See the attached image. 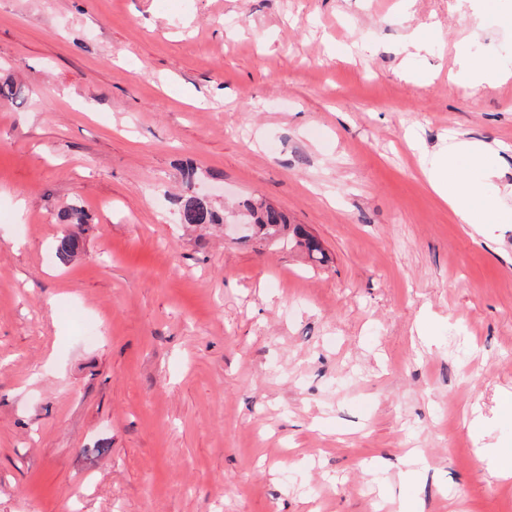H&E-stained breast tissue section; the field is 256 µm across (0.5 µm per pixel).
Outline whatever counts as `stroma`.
<instances>
[{"label": "stroma", "mask_w": 512, "mask_h": 512, "mask_svg": "<svg viewBox=\"0 0 512 512\" xmlns=\"http://www.w3.org/2000/svg\"><path fill=\"white\" fill-rule=\"evenodd\" d=\"M511 13L0 0V512H512L478 455L512 448V223H456L408 146L504 143L512 184V78L448 84L460 47L512 59ZM197 193L327 262L187 228ZM252 198L243 202L241 213L249 224H238L236 220L225 222L224 235L250 233L253 224L258 241L266 245L293 244L306 249L309 257L318 262H324L325 252L321 242L308 232L301 224H291L288 216L278 208L272 207Z\"/></svg>", "instance_id": "1"}]
</instances>
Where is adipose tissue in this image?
I'll use <instances>...</instances> for the list:
<instances>
[{
    "label": "adipose tissue",
    "mask_w": 512,
    "mask_h": 512,
    "mask_svg": "<svg viewBox=\"0 0 512 512\" xmlns=\"http://www.w3.org/2000/svg\"><path fill=\"white\" fill-rule=\"evenodd\" d=\"M512 76V67L498 54L458 52L457 69L448 82L467 91ZM498 153L476 140L456 138L451 147L435 151L424 171L430 188L460 223L491 225L502 221L504 201L512 184L495 186Z\"/></svg>",
    "instance_id": "ef3b65f1"
}]
</instances>
